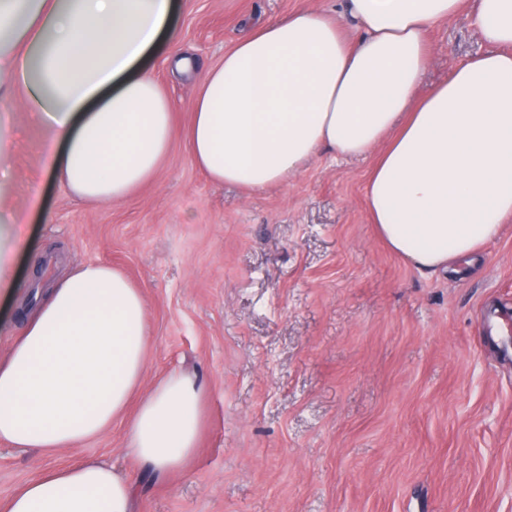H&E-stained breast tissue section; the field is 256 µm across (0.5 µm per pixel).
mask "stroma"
I'll use <instances>...</instances> for the list:
<instances>
[{
  "mask_svg": "<svg viewBox=\"0 0 512 512\" xmlns=\"http://www.w3.org/2000/svg\"><path fill=\"white\" fill-rule=\"evenodd\" d=\"M338 0H181L177 38L149 67L174 106L170 150L127 199L89 204L39 178L45 132L14 113L13 205L41 195L20 257L23 285L0 297V352L32 304L70 268L102 262L146 301L143 388L198 375L194 456L137 497L134 512H512V221L468 262L422 273L369 219L366 186L381 146L324 151L287 183L218 186L187 143L194 80L250 23ZM424 87L486 45L468 14L428 35ZM129 403L80 448L42 455L0 444V500L37 471L93 457L131 479Z\"/></svg>",
  "mask_w": 512,
  "mask_h": 512,
  "instance_id": "1",
  "label": "stroma"
}]
</instances>
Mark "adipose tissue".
I'll use <instances>...</instances> for the list:
<instances>
[{
  "label": "adipose tissue",
  "instance_id": "obj_1",
  "mask_svg": "<svg viewBox=\"0 0 512 512\" xmlns=\"http://www.w3.org/2000/svg\"><path fill=\"white\" fill-rule=\"evenodd\" d=\"M348 23L301 9L261 21L198 81L191 159L216 184L260 190L321 151L356 157L380 141L366 188L396 255L435 272L474 255L512 217V0H345ZM175 0H0V106L37 112L44 171L87 202H119L154 178L173 105L145 67L173 41ZM470 10L487 46L421 91L429 30ZM13 148L0 119V295L20 282L27 211L5 203ZM143 294L100 263L38 295L0 354V442L47 453L100 435L142 383ZM202 389L155 383L128 431L139 481L85 457L40 471L0 512H132L145 483L197 447Z\"/></svg>",
  "mask_w": 512,
  "mask_h": 512
}]
</instances>
